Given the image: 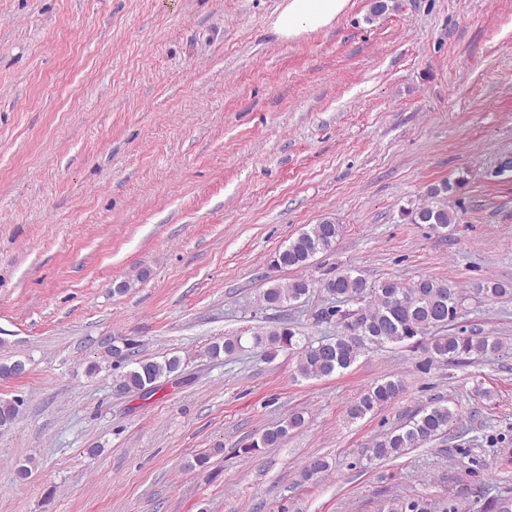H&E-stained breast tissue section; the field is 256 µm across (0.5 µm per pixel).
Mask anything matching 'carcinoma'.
Returning <instances> with one entry per match:
<instances>
[{"instance_id":"cac0c4a2","label":"carcinoma","mask_w":512,"mask_h":512,"mask_svg":"<svg viewBox=\"0 0 512 512\" xmlns=\"http://www.w3.org/2000/svg\"><path fill=\"white\" fill-rule=\"evenodd\" d=\"M459 183L443 180L430 185L425 193L426 202L408 211L406 215L414 224H428L438 232L448 229L453 216L448 211V194L455 191ZM339 235V225L324 220L302 232L278 253L279 267L303 269L320 252L329 250ZM311 283L297 278L287 284L273 283L261 295L268 307H278L300 300L310 291ZM327 292L346 301L359 304L357 310L342 315L330 310L321 313V318L338 317L337 334L333 338L317 343L299 344L296 333L287 327L258 331L252 336L253 345L271 349L299 350L298 374L303 378H322L340 372L353 365L361 351L369 346L382 347L388 343L402 344L410 341L420 343L429 327H446L458 318L462 307V295L451 285L433 279L421 278L406 286L396 280H385L370 286L366 279L349 269L338 273L324 283ZM242 337L231 336L223 343L211 346L214 356L222 353L232 355L242 350ZM503 343L495 336L480 333L464 335L448 333L433 336L423 346L429 359L436 362L462 363L470 356H483L501 350ZM133 343L124 346H107V355L117 363L128 362L132 367L119 375L118 387L126 392L153 393L160 389L161 379L177 372L180 361L176 357L162 362L148 358H132ZM405 386L400 379H388L372 385L349 407L351 419H361L396 399ZM20 402L16 399H0V426L13 422L19 413ZM457 420V413L447 405H433L419 411L407 426H401L374 443L371 457L389 459L398 457L408 449L435 439L448 431ZM303 415H292L288 421L266 429L260 439L245 448L249 453L259 448L277 447L288 431L303 425ZM329 462L321 457L308 460L301 469L305 482L315 481L328 471Z\"/></svg>"}]
</instances>
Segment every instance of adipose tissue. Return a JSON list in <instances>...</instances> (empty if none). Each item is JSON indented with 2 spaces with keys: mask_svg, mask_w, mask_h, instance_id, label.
Wrapping results in <instances>:
<instances>
[{
  "mask_svg": "<svg viewBox=\"0 0 512 512\" xmlns=\"http://www.w3.org/2000/svg\"><path fill=\"white\" fill-rule=\"evenodd\" d=\"M350 0H283L273 22L275 32L293 40L332 25L345 13Z\"/></svg>",
  "mask_w": 512,
  "mask_h": 512,
  "instance_id": "obj_1",
  "label": "adipose tissue"
}]
</instances>
